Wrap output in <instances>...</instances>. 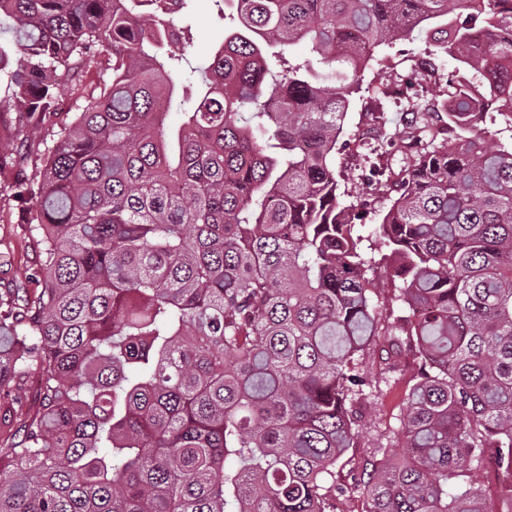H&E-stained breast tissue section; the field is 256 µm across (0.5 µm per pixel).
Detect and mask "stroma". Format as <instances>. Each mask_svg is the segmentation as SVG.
<instances>
[{
    "mask_svg": "<svg viewBox=\"0 0 512 512\" xmlns=\"http://www.w3.org/2000/svg\"><path fill=\"white\" fill-rule=\"evenodd\" d=\"M188 22L193 36V65L206 66L214 50L224 42V25L217 17L213 0H193ZM434 47L426 36L413 34L410 39L377 49L375 57L365 70L360 88L350 98L344 130L340 136L343 149L336 152V168L341 171L340 184L349 201L370 203L371 208L363 221L380 223L383 200L390 195L388 187L363 179L364 166L360 151L355 145L369 128L368 111L378 96L379 88H389L383 110L389 133H403L413 115L406 110V101L395 90V75L407 74L417 63L434 57L439 71L436 76L424 79L430 99L444 100L449 77L455 75L459 63L445 55H434ZM47 131L42 126L26 124L16 112H0V296L18 295L27 302L37 300L42 279L39 275L41 245L36 234L31 233L29 214L14 201L9 191L18 179L30 177L40 165L37 156H25L27 144L41 141ZM386 363L381 358L371 359L368 372L376 384L379 396L363 420L364 439L359 448L346 457L336 469L338 483L348 490L336 498V512H365L367 499L361 490L351 485L352 474L360 471L378 438L392 440L400 425L403 399L411 385L417 365L405 363L394 376H387ZM40 403V395L29 382L20 381L0 388V442L21 438L24 419L33 415ZM392 454H400V445L394 444Z\"/></svg>",
    "mask_w": 512,
    "mask_h": 512,
    "instance_id": "obj_1",
    "label": "stroma"
}]
</instances>
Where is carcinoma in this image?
<instances>
[{"instance_id": "cac0c4a2", "label": "carcinoma", "mask_w": 512, "mask_h": 512, "mask_svg": "<svg viewBox=\"0 0 512 512\" xmlns=\"http://www.w3.org/2000/svg\"><path fill=\"white\" fill-rule=\"evenodd\" d=\"M154 2L0 0V107L43 125L61 68L88 101L11 186L43 288L0 299V387L42 386L0 444V512H335L381 337L418 371L366 512H487L473 471L512 477V142L484 127L512 126V0H215L224 43L188 74L191 0ZM416 30L464 72L440 109L413 92L401 135L371 113L396 196L369 237L413 312L391 320L336 144L376 50Z\"/></svg>"}]
</instances>
